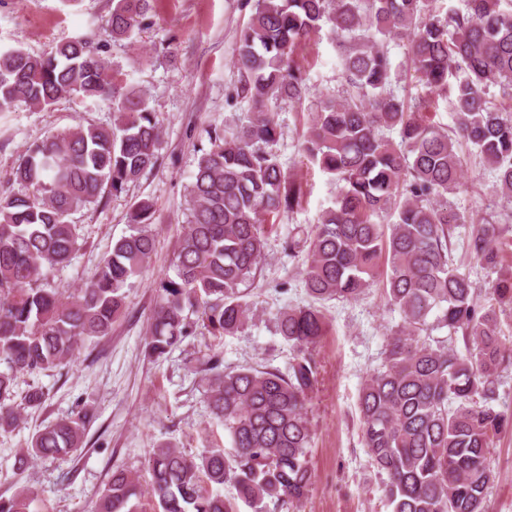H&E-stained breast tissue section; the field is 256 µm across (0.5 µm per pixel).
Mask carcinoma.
Masks as SVG:
<instances>
[{
	"instance_id": "cac0c4a2",
	"label": "carcinoma",
	"mask_w": 512,
	"mask_h": 512,
	"mask_svg": "<svg viewBox=\"0 0 512 512\" xmlns=\"http://www.w3.org/2000/svg\"><path fill=\"white\" fill-rule=\"evenodd\" d=\"M256 0L235 53L236 97L251 116L233 134L213 130L189 184V220L174 252V276L154 283L156 306L145 349L160 358L202 327L212 336L239 332L254 315L249 293L264 258V225L297 207L303 192L273 150L281 135L272 109L302 104L309 92L298 51L329 26L342 47L355 94L321 99L309 114L302 151L340 184L333 205L310 230H291L284 252H304L308 305L280 313L278 332L296 355L288 370H226L206 361L207 402L232 444L196 456L159 445L148 480L125 470L97 496L92 512H142L143 490L155 512H252L268 503L295 512L314 474L307 460L309 394L317 383L314 349L327 330L319 303L355 300L382 280L386 306L401 322L386 328L384 360L358 397L362 440L382 476L391 512H486L495 480L491 448L512 430V411L496 407L512 345L498 312L512 307V276L481 296L461 271L451 238L489 268L501 260L498 217L474 218L448 203L463 179L457 144H471L494 174L492 188L512 199V105L486 97L491 83L512 82V0ZM151 0H113V39L146 26ZM407 41V62L431 94L451 96L453 132L428 122L420 107L391 90L385 49ZM62 97L109 102L113 125L79 123L27 146L14 167L20 193H0V431L21 421L13 404L21 373L53 371L85 342L105 337L127 307L124 288L154 250L152 202L129 209L131 233L112 246L95 277L73 292L49 287L79 249L72 215L126 192L160 157L162 136L145 96L127 88L100 47L82 38L32 54L0 49V112L46 109ZM397 130L395 145L384 135ZM393 210L390 224L374 218ZM196 320H190V315ZM444 330L439 340L432 332ZM462 339L464 347L456 346ZM95 415L86 409L37 431L18 464L81 447ZM229 485L235 495L224 496ZM31 492L0 496V512H30Z\"/></svg>"
}]
</instances>
